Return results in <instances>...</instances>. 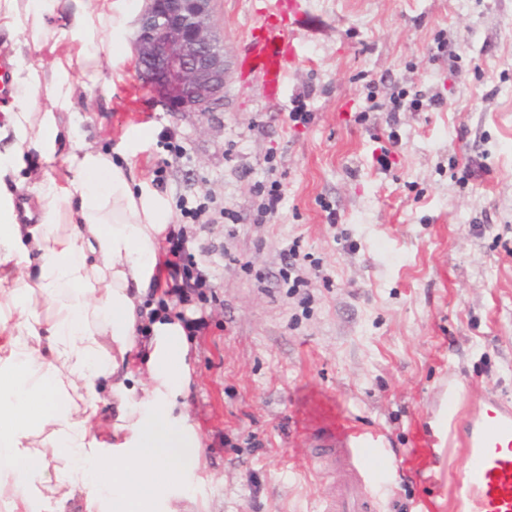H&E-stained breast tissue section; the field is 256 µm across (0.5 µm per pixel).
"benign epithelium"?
Instances as JSON below:
<instances>
[{"label": "benign epithelium", "mask_w": 512, "mask_h": 512, "mask_svg": "<svg viewBox=\"0 0 512 512\" xmlns=\"http://www.w3.org/2000/svg\"><path fill=\"white\" fill-rule=\"evenodd\" d=\"M214 0H150L133 43L142 78L173 112H207L230 68L212 24Z\"/></svg>", "instance_id": "7a95c632"}]
</instances>
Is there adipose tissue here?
Returning <instances> with one entry per match:
<instances>
[{
    "label": "adipose tissue",
    "mask_w": 512,
    "mask_h": 512,
    "mask_svg": "<svg viewBox=\"0 0 512 512\" xmlns=\"http://www.w3.org/2000/svg\"><path fill=\"white\" fill-rule=\"evenodd\" d=\"M65 24L50 27L57 14ZM126 23L123 0H0V40L10 43L11 92L0 100V265L12 264L17 287H0V494L10 512H61L75 493L83 512H142L148 475L174 480L200 464L201 439L189 420L174 422L186 385L190 345L179 320L154 321L145 363L146 399L120 377L129 365L141 306L160 284V246L171 215L160 191L137 185L136 150L109 153L79 143L78 91L101 81L105 31ZM28 42H21V35ZM68 42L65 55L23 65L26 46ZM46 90L47 107L32 93ZM63 158L64 173L32 185L34 223L19 221L15 190L28 178L27 158ZM48 296L29 308L22 284ZM117 400L111 433L101 430L106 397ZM68 460L47 474L30 450L35 430Z\"/></svg>",
    "instance_id": "1"
}]
</instances>
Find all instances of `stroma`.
<instances>
[{"instance_id": "35a3bbf8", "label": "stroma", "mask_w": 512, "mask_h": 512, "mask_svg": "<svg viewBox=\"0 0 512 512\" xmlns=\"http://www.w3.org/2000/svg\"><path fill=\"white\" fill-rule=\"evenodd\" d=\"M269 2L215 0L228 57ZM289 2L298 59L277 105L235 74L211 111H170L131 54L83 98L85 142L118 150L141 130L136 180L163 167L170 202L241 216L187 226L211 282L176 306L205 323L179 398L201 467L154 479L150 512H323L338 465L311 436L342 420L379 450V512H454L449 380L462 403H512V0ZM403 89L444 104L387 126L370 105ZM299 99L309 124L286 120ZM262 179L284 189L268 224ZM294 242L302 297L282 274ZM252 191L255 198L258 199L253 213V221L257 224L268 223L278 214L284 197L282 184L277 180L256 181Z\"/></svg>"}]
</instances>
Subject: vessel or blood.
<instances>
[{
  "instance_id": "obj_1",
  "label": "vessel or blood",
  "mask_w": 512,
  "mask_h": 512,
  "mask_svg": "<svg viewBox=\"0 0 512 512\" xmlns=\"http://www.w3.org/2000/svg\"><path fill=\"white\" fill-rule=\"evenodd\" d=\"M297 28L282 0L250 28L241 47L240 73L258 81L265 97L278 102L288 66L297 59L293 34ZM448 442L463 449L465 465L453 478L456 512H512V405L490 397L483 406L448 403ZM317 447L335 449L349 468L339 479L325 512H376L377 500L358 493L376 461L367 454L360 431L337 423Z\"/></svg>"
}]
</instances>
